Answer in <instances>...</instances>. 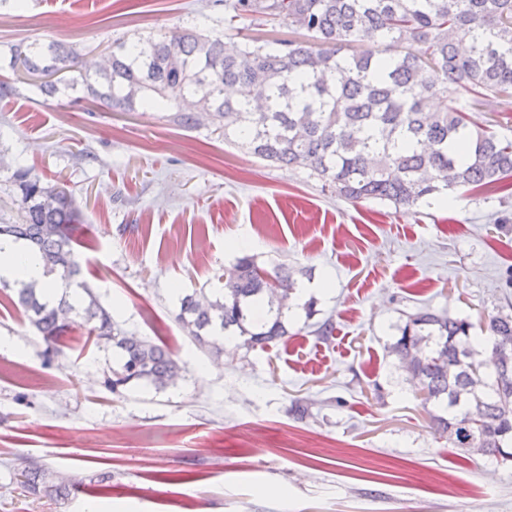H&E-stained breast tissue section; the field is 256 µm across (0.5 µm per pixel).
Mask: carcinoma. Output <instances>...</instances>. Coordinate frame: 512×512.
<instances>
[{
  "label": "carcinoma",
  "instance_id": "1",
  "mask_svg": "<svg viewBox=\"0 0 512 512\" xmlns=\"http://www.w3.org/2000/svg\"><path fill=\"white\" fill-rule=\"evenodd\" d=\"M225 21L264 26L275 20L308 33L306 41L241 39L176 29L159 37L120 41L91 76L49 77L77 68L78 51L58 43L11 50L10 67L30 76L46 95L80 87L84 99L116 112L151 107L173 113L187 129L209 123L224 140L291 169H306L350 200L415 207L448 193L467 197L512 190V140L472 127L470 112L512 106V0H224ZM18 223L0 236L22 241L56 276L63 291L46 300L37 282L18 281L17 302L47 351L70 328L69 315L89 325L99 346L121 356L105 385L117 394L132 382L162 391L183 366L165 346L127 336L82 280L67 225L82 212L64 180L51 184L19 166L13 173ZM222 296L186 294L176 319L197 344L217 353L224 333L247 348L288 336L285 306L297 288L283 266L261 267L243 256L224 267ZM84 293V306L70 290ZM268 307L260 329L247 327L255 306ZM473 324L421 308L390 344L408 380L435 404L441 435L467 452L512 461V314L488 318L493 355L482 358ZM26 493L60 497L62 487L37 461L13 464Z\"/></svg>",
  "mask_w": 512,
  "mask_h": 512
}]
</instances>
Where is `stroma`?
Wrapping results in <instances>:
<instances>
[{"label": "stroma", "mask_w": 512, "mask_h": 512, "mask_svg": "<svg viewBox=\"0 0 512 512\" xmlns=\"http://www.w3.org/2000/svg\"><path fill=\"white\" fill-rule=\"evenodd\" d=\"M175 27L226 32L222 0H0V79L17 89L0 100V224L17 219L18 166L63 178L83 214L70 232L84 279L119 328L185 367L166 390L112 393L116 359L83 321L48 355L15 283L0 280V512H512V463L439 436L435 405L388 350L423 307L469 319L476 336L512 310V194L345 201L210 127L89 112L9 68L12 45L58 42L90 71L113 41ZM243 255L288 266L315 305L293 300L287 341L215 356L176 321L179 300L218 296L223 267ZM19 457L72 484L68 498L21 495Z\"/></svg>", "instance_id": "1"}]
</instances>
